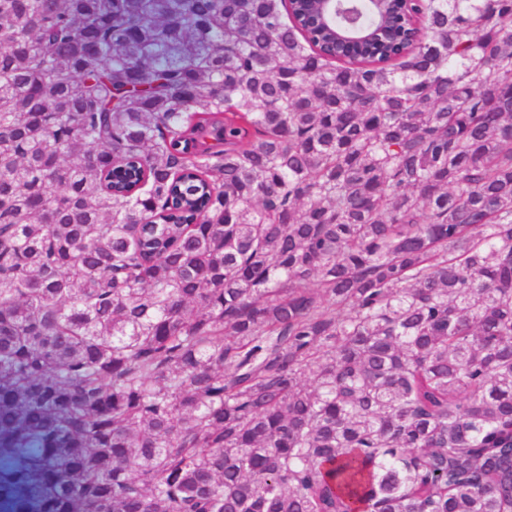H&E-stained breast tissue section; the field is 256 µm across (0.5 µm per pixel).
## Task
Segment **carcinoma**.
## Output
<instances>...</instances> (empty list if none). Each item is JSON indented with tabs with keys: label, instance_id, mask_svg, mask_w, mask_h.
Wrapping results in <instances>:
<instances>
[{
	"label": "carcinoma",
	"instance_id": "obj_1",
	"mask_svg": "<svg viewBox=\"0 0 512 512\" xmlns=\"http://www.w3.org/2000/svg\"><path fill=\"white\" fill-rule=\"evenodd\" d=\"M394 10L0 0V512H512V0Z\"/></svg>",
	"mask_w": 512,
	"mask_h": 512
}]
</instances>
